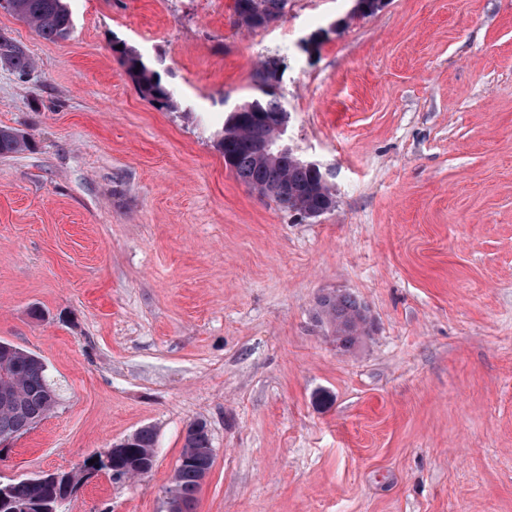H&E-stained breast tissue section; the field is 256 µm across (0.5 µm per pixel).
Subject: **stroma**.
Instances as JSON below:
<instances>
[{"instance_id":"1","label":"stroma","mask_w":512,"mask_h":512,"mask_svg":"<svg viewBox=\"0 0 512 512\" xmlns=\"http://www.w3.org/2000/svg\"><path fill=\"white\" fill-rule=\"evenodd\" d=\"M50 42L0 7L31 75L0 63V341L59 407L0 480L79 470L144 426L153 469L82 480L65 512H165L186 430L214 463L194 512H512V0H67ZM162 75L142 99L113 38ZM277 59L285 139L330 168L298 220L226 167L229 106ZM372 331L337 347L317 302ZM332 402L322 406L319 393ZM285 5V0H235L236 23L241 28H255L253 17L257 15L266 26L282 15ZM30 146V140L19 131L9 128L0 129V156L28 150ZM317 317L326 320L336 337V345L348 351L369 335L365 306L349 293H331L318 304Z\"/></svg>"}]
</instances>
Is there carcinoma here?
Wrapping results in <instances>:
<instances>
[{"label": "carcinoma", "instance_id": "1", "mask_svg": "<svg viewBox=\"0 0 512 512\" xmlns=\"http://www.w3.org/2000/svg\"><path fill=\"white\" fill-rule=\"evenodd\" d=\"M286 0H235L234 13L238 26L254 28V16L269 24L282 15ZM9 9L34 26L45 40L58 41L68 36L72 17L67 0H9ZM112 53L125 75L138 89L143 99L158 109H175L168 85L143 56L125 41L112 40ZM0 60L21 76L34 69L28 52L13 40L0 36ZM280 70L274 58L264 61L255 77L262 96L241 104V110H231L218 132L217 146L224 163L237 178L257 191L268 195L273 180L282 183L285 192L274 197L290 211L305 212L311 218L330 211L335 205L329 177L323 170H312L293 151L283 146L280 114L283 109L276 92L268 90L265 73ZM263 139L275 143L274 162H269L256 150L255 143ZM30 140L17 130L0 129V156L27 150ZM317 317L327 321L336 337V345L348 351L369 335L365 306L349 293H332L319 301ZM59 404V392L46 373L41 358L8 342L0 341V442L17 439L46 419ZM156 434L144 426L135 433L132 446L108 460L97 459L88 469L105 471L114 479L128 478L133 473H149L155 460ZM213 465V448L206 423L189 425L172 485L167 490L166 503L171 512H194L197 494ZM78 475L63 474L62 484H43L30 479L14 480L7 501H0V512H11L25 506L28 512H38L41 501L57 497L74 488Z\"/></svg>", "mask_w": 512, "mask_h": 512}]
</instances>
